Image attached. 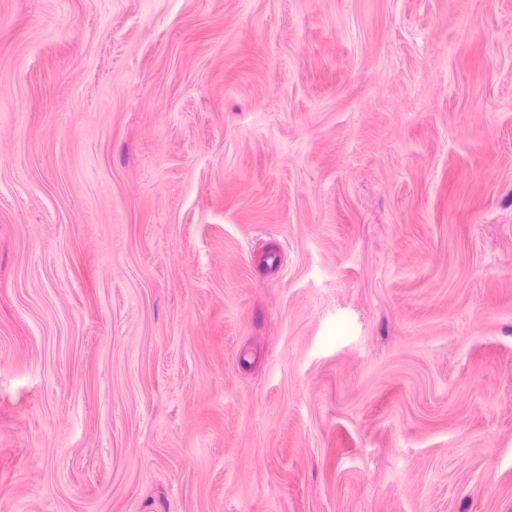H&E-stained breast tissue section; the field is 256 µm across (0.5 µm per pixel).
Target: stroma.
Segmentation results:
<instances>
[{"label": "stroma", "instance_id": "1", "mask_svg": "<svg viewBox=\"0 0 512 512\" xmlns=\"http://www.w3.org/2000/svg\"><path fill=\"white\" fill-rule=\"evenodd\" d=\"M0 512H512V0H0Z\"/></svg>", "mask_w": 512, "mask_h": 512}]
</instances>
